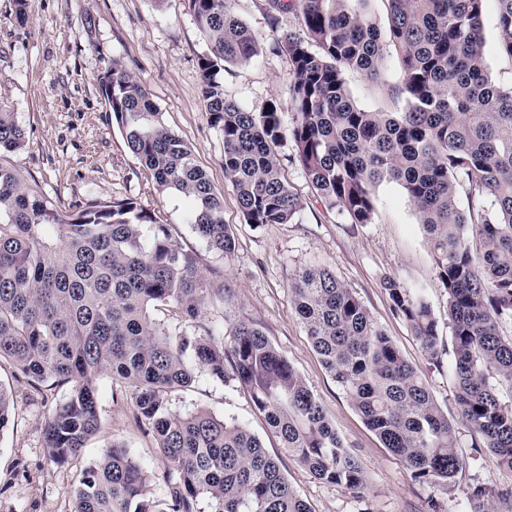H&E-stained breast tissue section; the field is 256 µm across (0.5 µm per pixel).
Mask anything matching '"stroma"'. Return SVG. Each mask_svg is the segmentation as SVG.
I'll list each match as a JSON object with an SVG mask.
<instances>
[{"label":"stroma","instance_id":"1","mask_svg":"<svg viewBox=\"0 0 512 512\" xmlns=\"http://www.w3.org/2000/svg\"><path fill=\"white\" fill-rule=\"evenodd\" d=\"M15 11L16 0H0V105L13 112L27 136L26 147L11 155L12 166L65 203L131 197L160 223L172 225L177 244L195 254L213 287L228 284L234 290L232 300L213 299L203 323L228 329L246 320L262 328L320 400L347 450L360 462L365 496L356 498L315 479L284 454L248 393L235 382L216 383L196 371L188 387L171 393L174 413L204 409L249 427L277 457L313 512H470L474 487L494 497L512 493V470L500 467L486 449L472 447L470 430L458 423L448 295L437 278L424 229L401 187L382 184L376 191L373 223H350L317 201L303 171L292 163L293 144L286 139L278 154L302 206L287 224H247L224 178L222 136L207 121L198 69L206 45L186 0H28V18L22 24ZM239 14L255 33L260 52L251 62L225 70L224 93L257 112L270 99H288L289 62L275 42L297 30L298 21L288 13L274 14L269 0H241ZM484 24V53L492 76L510 85L512 62L499 53L493 0L486 4ZM116 62L149 90L165 124L192 148L222 192L224 222L235 238L231 255L220 258L209 251L186 222L185 200L159 193L150 172L130 153L98 87ZM396 81L392 65L382 81L356 72L347 76L354 101L373 112L399 110L389 93ZM311 262L330 266L355 293L449 420L457 423L458 452L466 466L451 486L415 481L322 366L288 297L291 279ZM389 279L430 306L438 323L437 358L421 349L410 326L393 311L384 289ZM0 385L14 399L11 426L0 437V512H71L70 488L115 442L126 444L152 471L153 498L167 500V465L122 383L100 378V428L79 455L61 465L47 461L42 439L45 422L66 387L32 383L5 362L0 364Z\"/></svg>","mask_w":512,"mask_h":512}]
</instances>
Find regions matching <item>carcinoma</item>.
I'll use <instances>...</instances> for the list:
<instances>
[{
  "label": "carcinoma",
  "instance_id": "1",
  "mask_svg": "<svg viewBox=\"0 0 512 512\" xmlns=\"http://www.w3.org/2000/svg\"><path fill=\"white\" fill-rule=\"evenodd\" d=\"M367 2L272 0L300 24L277 40L289 61L295 114L286 128L278 99L250 112L224 95L221 73L259 51L238 0H189L207 38L198 59L201 94L224 140V177L247 224H287L301 207L278 157L286 137L320 203L354 224L373 221L379 185L403 189L448 294L459 415L472 446L512 470V406L491 383L495 377L512 387V338L498 330L512 318V84L495 83L485 60L486 0H386L384 31ZM496 2L499 47L512 61V0ZM388 47L399 63L392 92L405 106L362 109L346 75L377 79ZM99 84L129 151L158 189L184 198L196 235L214 254L230 255L235 239L224 224L223 194L165 125L146 87L118 64ZM26 144L25 130L0 106V361L34 382L68 386L44 426L51 462H66L98 431L97 381L107 376L128 387L174 480L158 503L149 469L114 443L69 490L71 512H201L202 502L206 512H312L245 425L169 410V393L189 386L198 369L237 381L282 450L316 478L363 496L360 463L266 333L245 320L225 337L198 330L212 288L171 225L132 198L65 208L11 167L9 155ZM385 289L421 348L437 356L429 306L393 279ZM288 292L324 368L384 447L415 480L450 485L464 468L455 425L362 302L321 264L301 267ZM159 304L175 308L182 325L171 330L152 318ZM13 411L0 385V436ZM488 498L474 488L470 512H494Z\"/></svg>",
  "mask_w": 512,
  "mask_h": 512
}]
</instances>
